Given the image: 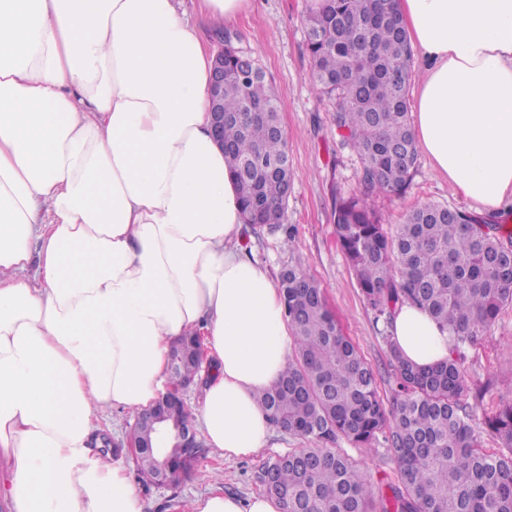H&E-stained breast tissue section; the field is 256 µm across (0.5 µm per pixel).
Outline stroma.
Instances as JSON below:
<instances>
[{
	"mask_svg": "<svg viewBox=\"0 0 512 512\" xmlns=\"http://www.w3.org/2000/svg\"><path fill=\"white\" fill-rule=\"evenodd\" d=\"M315 0H248V6L231 23H207L197 12L194 0H181L190 24L197 26L209 48H216L218 36L229 37L238 51L250 55L277 86L281 98V120L288 136L294 181L288 201V224L295 236L294 248L283 245L282 233L255 234L244 229L245 244L253 258L268 266L272 276L302 261L308 274L325 291L329 307L344 333L349 336L373 367L379 391L391 398L396 378L388 365L381 337L382 322L366 303L355 276L336 243L334 202L358 188L359 156L344 144L331 120L333 106L316 93L310 78L305 16ZM424 201L456 207L489 222L512 225V212L489 213L477 203L459 195L448 181L432 169L426 157H419L412 184L404 196H377L372 203L387 222L401 223L404 214ZM467 369L471 381L468 403L476 417L496 411L502 401L512 398V307L499 315L493 333L469 349ZM311 442L280 428H272L269 444L249 458L224 459L207 450L206 459L195 475L176 486L147 482L131 455L123 460L131 481L138 488L144 512H190L192 500L223 483L225 493L248 498L258 493L253 475L268 458L292 448H307ZM376 455L345 444V451L361 460L373 476L376 495H388L397 476L384 437H377Z\"/></svg>",
	"mask_w": 512,
	"mask_h": 512,
	"instance_id": "1",
	"label": "stroma"
}]
</instances>
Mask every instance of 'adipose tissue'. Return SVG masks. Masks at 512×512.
I'll return each instance as SVG.
<instances>
[{"label":"adipose tissue","instance_id":"1","mask_svg":"<svg viewBox=\"0 0 512 512\" xmlns=\"http://www.w3.org/2000/svg\"><path fill=\"white\" fill-rule=\"evenodd\" d=\"M422 61L414 135L484 210L512 195V0H398ZM211 54L175 0H0V494L12 512H142L122 460L90 442L107 409L170 385L200 332L196 420L227 459L272 423L256 397L294 348L280 290L243 245L211 136ZM391 332L420 366L448 333L403 305ZM194 512H283L216 489ZM201 336L197 333L183 336L175 348L174 362L171 366V386L176 387L194 380L201 360Z\"/></svg>","mask_w":512,"mask_h":512}]
</instances>
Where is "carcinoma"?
Wrapping results in <instances>:
<instances>
[{
	"mask_svg": "<svg viewBox=\"0 0 512 512\" xmlns=\"http://www.w3.org/2000/svg\"><path fill=\"white\" fill-rule=\"evenodd\" d=\"M310 77L334 104L332 120L359 156L360 191L335 203V235L367 303L385 327L394 310L410 304L448 331V359L429 366L406 360L393 336H383L397 389L385 403L375 374L330 310L325 292L301 262L288 266L280 288L294 351L280 380L259 394L260 408L280 429L315 442L269 458L254 473L272 480L284 512H512V400L479 426L466 410L470 392L467 351L491 333L512 306V230L446 204L423 202L385 230L369 205L377 195L401 196L418 163L409 116L412 49L391 0H323L306 16ZM224 159L234 176L246 223L284 234L294 172L281 128L280 98L262 68L244 69L224 44ZM201 356L198 334L179 340L171 386L194 380ZM176 431L194 425L190 408L170 412ZM499 440L489 452L481 430ZM154 425L135 417L132 439L144 441ZM386 434L397 483L378 499L359 461L339 447L347 440L369 447ZM139 457L142 471L173 484L186 464L177 448Z\"/></svg>",
	"mask_w": 512,
	"mask_h": 512,
	"instance_id": "carcinoma-1",
	"label": "carcinoma"
}]
</instances>
